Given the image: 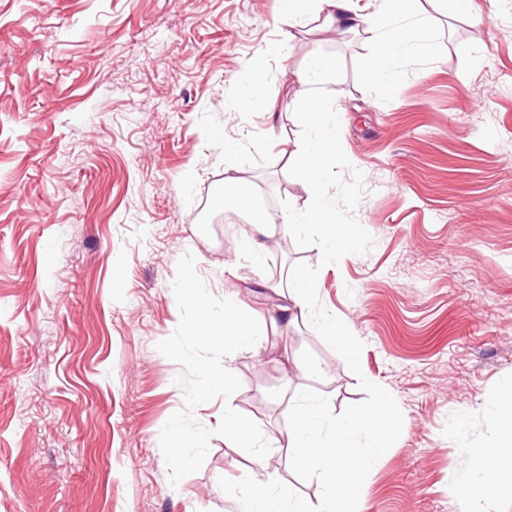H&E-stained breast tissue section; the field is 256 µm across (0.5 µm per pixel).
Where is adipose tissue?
Returning <instances> with one entry per match:
<instances>
[{
  "label": "adipose tissue",
  "mask_w": 512,
  "mask_h": 512,
  "mask_svg": "<svg viewBox=\"0 0 512 512\" xmlns=\"http://www.w3.org/2000/svg\"><path fill=\"white\" fill-rule=\"evenodd\" d=\"M417 0H380L379 11L363 14L353 7V0H286L288 20L316 14L322 16L327 29L348 27L370 36L376 52L369 65L375 83L393 84L397 73L393 62L407 55L423 57L430 51V26L417 7ZM395 19V26L381 25L379 15ZM476 480L461 490L460 512H475L477 497L512 481V395L504 396L497 408L495 443L477 453L474 462Z\"/></svg>",
  "instance_id": "ef3b65f1"
}]
</instances>
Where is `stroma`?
I'll return each instance as SVG.
<instances>
[{"label":"stroma","mask_w":512,"mask_h":512,"mask_svg":"<svg viewBox=\"0 0 512 512\" xmlns=\"http://www.w3.org/2000/svg\"><path fill=\"white\" fill-rule=\"evenodd\" d=\"M419 7L433 54L398 59L383 87L366 34L289 27L281 0H0V512H239L219 480L246 475L318 503L290 468L288 404L311 388L341 412L363 378L404 422L360 512H457L512 386V0ZM319 51L344 64L328 88L374 244L325 266L278 236L258 266L238 249L251 223L215 200L249 194L275 221L283 202L308 206L287 168L297 74ZM256 73L272 110L237 105ZM188 252L212 294L262 321L295 263L318 268L322 305L364 349L357 376L308 316L263 321L258 347L225 362L240 389L194 416L213 428L232 407L270 453L212 437L174 487L159 433L184 406L182 369L157 345L178 324Z\"/></svg>","instance_id":"1"}]
</instances>
